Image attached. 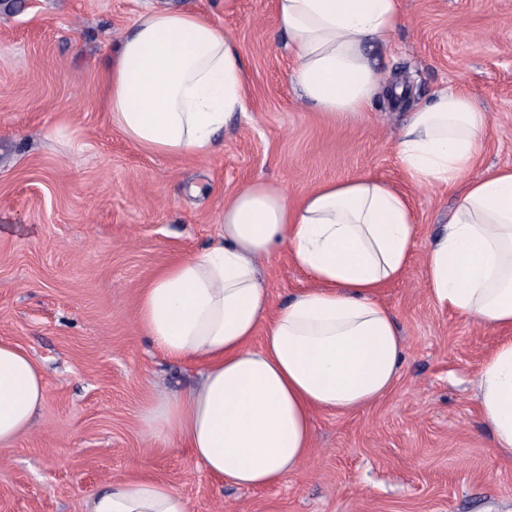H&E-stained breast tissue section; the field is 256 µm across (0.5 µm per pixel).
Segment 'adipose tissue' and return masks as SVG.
<instances>
[{"mask_svg":"<svg viewBox=\"0 0 512 512\" xmlns=\"http://www.w3.org/2000/svg\"><path fill=\"white\" fill-rule=\"evenodd\" d=\"M275 17L299 96L322 115L353 121L378 98L405 102L404 85L383 76L372 55L400 24V0H275ZM245 86L241 48L221 28L191 11L154 9L112 50L105 110L153 155L208 156L245 111ZM488 125L472 95L443 88L410 112L396 152L417 186L466 183L427 251L424 277L441 306L506 333L476 385L492 445L512 458V166L474 174ZM220 224L217 242L165 264L139 292L136 322L152 344L202 367L195 388L152 410L147 430L189 448L223 482L265 488L307 459L315 414L360 410L398 379L405 339L379 294L405 273L418 225L407 195L372 175L329 181L297 199L252 183L225 203ZM281 249L311 286L275 312L260 265ZM46 394L31 355L0 341L1 448L28 430ZM86 512L191 505L170 484L140 478L93 493Z\"/></svg>","mask_w":512,"mask_h":512,"instance_id":"adipose-tissue-1","label":"adipose tissue"}]
</instances>
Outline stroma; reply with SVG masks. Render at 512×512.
Listing matches in <instances>:
<instances>
[{"label":"stroma","mask_w":512,"mask_h":512,"mask_svg":"<svg viewBox=\"0 0 512 512\" xmlns=\"http://www.w3.org/2000/svg\"><path fill=\"white\" fill-rule=\"evenodd\" d=\"M0 5V341L42 368L47 396L31 429L0 450V512H85L109 482L150 476L192 512H512V459L483 425L476 373L500 333L440 306L427 250L460 186H413L394 141L407 111L379 99L333 124L294 91V60L274 0H17ZM176 5L241 47L247 112L207 157L161 158L128 142L102 107L112 48L139 14ZM403 20L375 46L380 72L411 104L452 86L488 112L477 172L512 165V0H401ZM363 174L406 193L419 232L405 274L381 302L406 341L401 375L350 415L316 414L301 469L244 489L206 473L178 444L151 441V407L192 388L195 365L166 359L137 327L139 288L162 265L202 252L224 203L262 180L298 195ZM200 194H192V186ZM273 306L309 287L287 251L263 262Z\"/></svg>","instance_id":"1"}]
</instances>
